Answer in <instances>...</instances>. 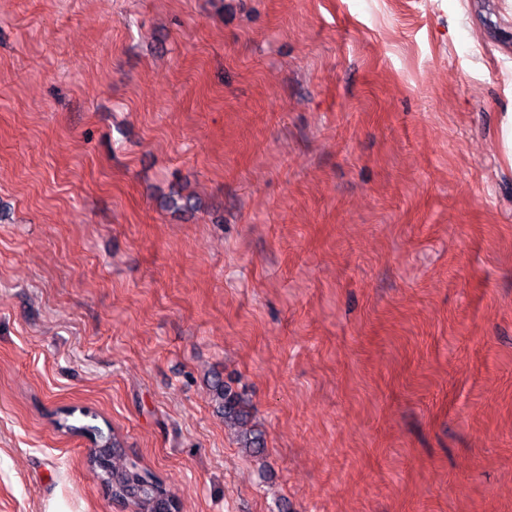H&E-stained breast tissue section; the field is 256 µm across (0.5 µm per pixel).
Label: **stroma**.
<instances>
[{
    "mask_svg": "<svg viewBox=\"0 0 512 512\" xmlns=\"http://www.w3.org/2000/svg\"><path fill=\"white\" fill-rule=\"evenodd\" d=\"M512 0H0V512H512ZM222 376L262 450L214 411ZM67 415L57 422V428L66 432H76L92 437L88 448L86 462L95 460L102 464L99 448H104L107 470L99 479L112 481V497L127 500L134 512H164L166 504L175 502L174 494L147 469L137 465L124 450L123 443L100 426L91 423L75 425L69 423ZM96 445V448H95Z\"/></svg>",
    "mask_w": 512,
    "mask_h": 512,
    "instance_id": "obj_1",
    "label": "stroma"
}]
</instances>
